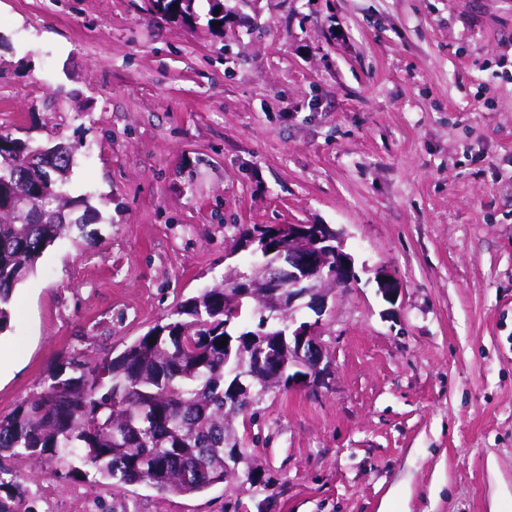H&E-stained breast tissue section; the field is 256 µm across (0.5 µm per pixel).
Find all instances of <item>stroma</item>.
I'll use <instances>...</instances> for the list:
<instances>
[{"label":"stroma","instance_id":"stroma-1","mask_svg":"<svg viewBox=\"0 0 512 512\" xmlns=\"http://www.w3.org/2000/svg\"><path fill=\"white\" fill-rule=\"evenodd\" d=\"M148 7L0 0V132L74 143L63 191L93 209L13 292L0 415L249 270L241 226L330 225L358 281L323 318L327 385L231 424L267 487L11 460L39 512H512V0H228L220 32Z\"/></svg>","mask_w":512,"mask_h":512}]
</instances>
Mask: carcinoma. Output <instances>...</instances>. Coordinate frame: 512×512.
<instances>
[{
	"mask_svg": "<svg viewBox=\"0 0 512 512\" xmlns=\"http://www.w3.org/2000/svg\"><path fill=\"white\" fill-rule=\"evenodd\" d=\"M208 25L222 29L224 4L208 0ZM150 9L186 24L199 19L195 0H150ZM58 172L27 180L35 198L64 209L63 224H22L12 216L20 190L11 170L24 168L30 148L0 132V329L13 289L34 270L47 246L80 226L73 211L85 204L62 191L73 147H52ZM254 309L224 314V284L178 303L167 321L150 328L112 358L71 359L48 372L40 393L0 416V512H38L36 500L4 461L33 464L77 460L98 483L144 484L161 493L194 494L224 483V450L240 443L226 434L237 414L224 410L233 360L220 348L224 335ZM126 452L116 453L114 449Z\"/></svg>",
	"mask_w": 512,
	"mask_h": 512,
	"instance_id": "obj_1",
	"label": "carcinoma"
}]
</instances>
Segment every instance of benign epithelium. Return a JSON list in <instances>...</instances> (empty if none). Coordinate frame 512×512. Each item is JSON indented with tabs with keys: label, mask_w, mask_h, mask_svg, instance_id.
<instances>
[{
	"label": "benign epithelium",
	"mask_w": 512,
	"mask_h": 512,
	"mask_svg": "<svg viewBox=\"0 0 512 512\" xmlns=\"http://www.w3.org/2000/svg\"><path fill=\"white\" fill-rule=\"evenodd\" d=\"M14 211L24 221L40 211V207L26 194L17 196ZM254 248L260 261L252 273L231 276L232 286L224 291V307L235 308L244 298L256 300L263 312H271L288 322L280 341L288 346L289 390L318 387L326 384L330 365L324 362L325 353L320 342L321 320L296 323L294 312L297 301L317 315L328 307L331 292L349 288L357 281L352 256L344 250V238L327 224H290L288 236L275 232L250 238L236 235L231 251ZM378 292L393 303L400 288L395 277L380 267L375 273ZM264 340L254 338L239 346L237 357L242 378L237 380V392L248 393L242 379L261 366Z\"/></svg>",
	"instance_id": "obj_1"
}]
</instances>
